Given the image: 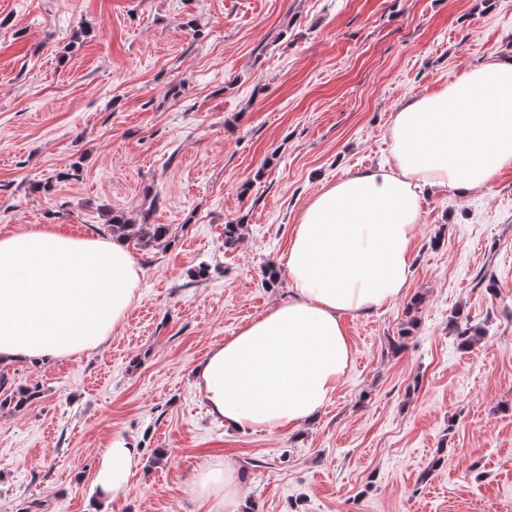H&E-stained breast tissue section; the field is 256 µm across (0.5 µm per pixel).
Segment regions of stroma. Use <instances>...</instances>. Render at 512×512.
Here are the masks:
<instances>
[{"label":"stroma","mask_w":512,"mask_h":512,"mask_svg":"<svg viewBox=\"0 0 512 512\" xmlns=\"http://www.w3.org/2000/svg\"><path fill=\"white\" fill-rule=\"evenodd\" d=\"M493 51L512 59V0H0V236L170 229L127 242L140 299L103 348L0 364L1 396L34 393L0 410V512H209L196 476L227 459L239 512H512V166L425 195L406 290L345 316L351 363L313 423L227 427L194 378L292 298L321 187L382 165L393 112ZM118 438L140 464L103 500Z\"/></svg>","instance_id":"1"}]
</instances>
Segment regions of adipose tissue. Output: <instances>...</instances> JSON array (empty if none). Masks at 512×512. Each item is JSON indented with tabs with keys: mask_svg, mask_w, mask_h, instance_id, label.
I'll return each mask as SVG.
<instances>
[{
	"mask_svg": "<svg viewBox=\"0 0 512 512\" xmlns=\"http://www.w3.org/2000/svg\"><path fill=\"white\" fill-rule=\"evenodd\" d=\"M512 164V60L485 62L393 113L387 162L325 186L293 228L286 267L294 296L245 325L195 367L211 413L235 429L312 421L351 357L343 317L400 298L424 188H488ZM141 269L118 237L35 227L0 237V361L46 363L99 349L139 297ZM117 439L96 483L110 498L139 462ZM210 512H238L228 466L203 470Z\"/></svg>",
	"mask_w": 512,
	"mask_h": 512,
	"instance_id": "obj_1",
	"label": "adipose tissue"
}]
</instances>
